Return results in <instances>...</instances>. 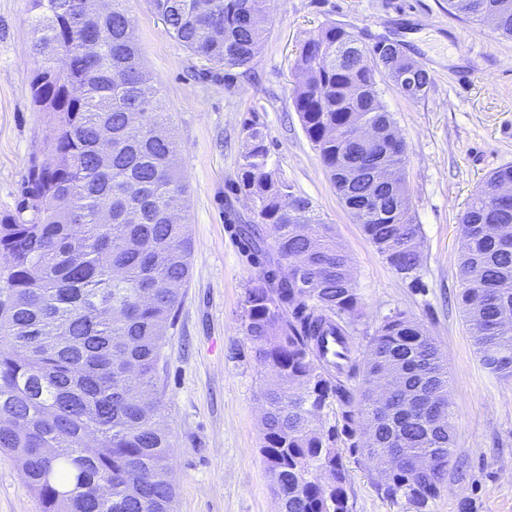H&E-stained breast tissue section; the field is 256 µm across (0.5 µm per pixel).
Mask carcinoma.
I'll list each match as a JSON object with an SVG mask.
<instances>
[{"label":"carcinoma","instance_id":"cac0c4a2","mask_svg":"<svg viewBox=\"0 0 512 512\" xmlns=\"http://www.w3.org/2000/svg\"><path fill=\"white\" fill-rule=\"evenodd\" d=\"M127 0H30L37 37L33 103L54 128L30 161L24 200L0 214V449L13 455L42 512H172L168 432L157 420L155 376L190 277L192 245L179 147L160 122V90L144 69ZM166 33L224 70L249 69L267 32L265 0H153ZM448 14L492 19L512 38V0H448ZM93 42L95 54L82 51ZM390 47L369 49L321 25L294 61L293 102L352 220L404 280L420 283L421 225L407 197L405 148L376 75L424 97L432 77L412 61L391 73ZM369 124L377 141L342 134ZM237 180L253 219L225 209L244 261L258 269L242 332L271 381L262 392L263 455L280 512H349L337 448L373 463L395 448L439 456L438 471L395 470L384 491L425 512L443 487L454 445L447 361L429 331L400 310L358 348L350 257L332 226L270 163L251 119ZM294 196L293 212L285 200ZM269 226L273 243L262 235ZM460 303L484 367L512 378V203L480 189L460 219ZM288 273H283V266ZM344 347L330 364L327 337ZM404 397L388 408L383 370ZM341 424L324 428L323 410Z\"/></svg>","mask_w":512,"mask_h":512}]
</instances>
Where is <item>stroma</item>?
Here are the masks:
<instances>
[{
	"mask_svg": "<svg viewBox=\"0 0 512 512\" xmlns=\"http://www.w3.org/2000/svg\"><path fill=\"white\" fill-rule=\"evenodd\" d=\"M268 34L250 70L232 83L165 32L151 0L127 8L147 71L180 146L190 194V280L160 364V417L169 433L174 512H279L261 452L260 390L267 377L241 330L254 268L224 223V192L244 150L245 121L263 126L274 166L306 197L351 261L358 329L373 334L395 310L422 323L448 362L453 453L444 488L427 512H512V380L485 370L459 302V218L489 172L512 164V40L489 25L450 17L448 0H267ZM362 43L390 36L433 78L405 98L386 75L377 90L406 145L405 173L421 226L422 287L377 253L332 188L293 105V61L322 24ZM29 0H0V212L14 210L33 156L53 127L33 105L37 68ZM349 512H415L385 495L361 455L342 449ZM0 512H41L14 459L0 451Z\"/></svg>",
	"mask_w": 512,
	"mask_h": 512,
	"instance_id": "1",
	"label": "stroma"
}]
</instances>
